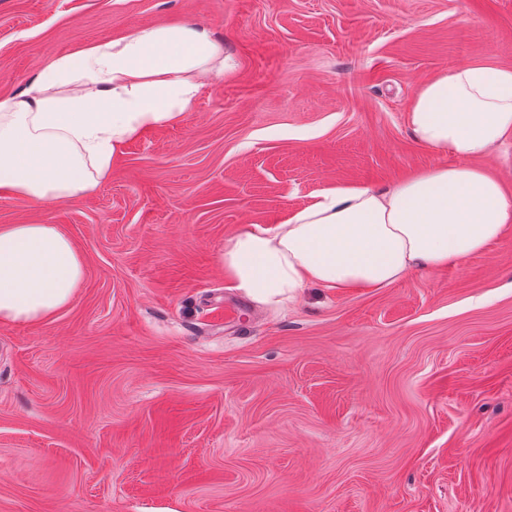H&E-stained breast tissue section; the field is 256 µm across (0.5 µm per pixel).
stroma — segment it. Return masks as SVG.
I'll use <instances>...</instances> for the list:
<instances>
[{
  "label": "stroma",
  "mask_w": 512,
  "mask_h": 512,
  "mask_svg": "<svg viewBox=\"0 0 512 512\" xmlns=\"http://www.w3.org/2000/svg\"><path fill=\"white\" fill-rule=\"evenodd\" d=\"M237 61L86 196L0 194L85 262L71 304L0 325V512H512V224L386 288H228L225 239L334 187L436 164L406 125L460 62L512 66V0H0V95L144 25Z\"/></svg>",
  "instance_id": "obj_1"
}]
</instances>
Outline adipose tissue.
Wrapping results in <instances>:
<instances>
[{"label":"adipose tissue","mask_w":512,"mask_h":512,"mask_svg":"<svg viewBox=\"0 0 512 512\" xmlns=\"http://www.w3.org/2000/svg\"><path fill=\"white\" fill-rule=\"evenodd\" d=\"M235 70L222 43L188 25H142L53 59L21 93L0 96V192L37 203L92 193L130 141L182 122L204 77ZM406 123L435 154L469 164L382 189H328L279 224L230 235V288L276 309L310 284L385 288L497 242L512 222V193L475 161L512 139V67L466 61L438 73L414 92ZM84 275L59 225H0V324L43 322Z\"/></svg>","instance_id":"adipose-tissue-1"}]
</instances>
